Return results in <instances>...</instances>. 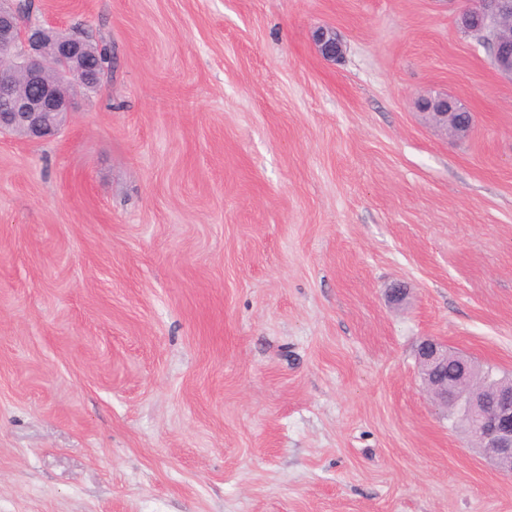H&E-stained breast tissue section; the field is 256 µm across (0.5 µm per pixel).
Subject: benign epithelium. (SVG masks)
Returning <instances> with one entry per match:
<instances>
[{
  "label": "benign epithelium",
  "instance_id": "1",
  "mask_svg": "<svg viewBox=\"0 0 512 512\" xmlns=\"http://www.w3.org/2000/svg\"><path fill=\"white\" fill-rule=\"evenodd\" d=\"M20 0H0V133L29 141L59 134L76 112L78 98L98 83L88 39L74 31L36 24L18 10ZM459 25L492 53L495 69L512 80V0H476L459 15ZM318 53L338 60L344 45L333 28L313 34ZM417 105L431 125L454 138L467 134L457 124L459 105L448 94L421 96ZM421 377L433 401L465 425L471 440L491 448L499 472L512 475V393L485 405L465 385L473 362L463 357L450 377L448 345L424 340L418 350Z\"/></svg>",
  "mask_w": 512,
  "mask_h": 512
}]
</instances>
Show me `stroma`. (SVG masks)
<instances>
[{
    "instance_id": "stroma-1",
    "label": "stroma",
    "mask_w": 512,
    "mask_h": 512,
    "mask_svg": "<svg viewBox=\"0 0 512 512\" xmlns=\"http://www.w3.org/2000/svg\"><path fill=\"white\" fill-rule=\"evenodd\" d=\"M33 3L112 71L0 136V512H512L416 359L512 374V81L456 0ZM313 41L325 60L336 61L344 53V45L333 28H318L313 34ZM417 105L427 122L444 131L446 135L449 133L454 138L463 137L471 127L472 122L461 125L455 122L454 117L460 113V106L456 99L447 93L420 96Z\"/></svg>"
}]
</instances>
